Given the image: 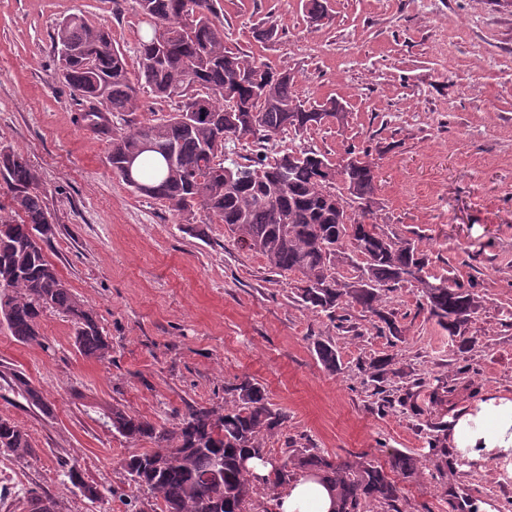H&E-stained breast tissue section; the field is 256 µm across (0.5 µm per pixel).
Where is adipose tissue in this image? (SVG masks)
Instances as JSON below:
<instances>
[{"instance_id": "ef3b65f1", "label": "adipose tissue", "mask_w": 512, "mask_h": 512, "mask_svg": "<svg viewBox=\"0 0 512 512\" xmlns=\"http://www.w3.org/2000/svg\"><path fill=\"white\" fill-rule=\"evenodd\" d=\"M458 455L472 462L504 463L512 474V400L490 397L461 413L449 434ZM276 512H332L329 490L300 475L280 494Z\"/></svg>"}]
</instances>
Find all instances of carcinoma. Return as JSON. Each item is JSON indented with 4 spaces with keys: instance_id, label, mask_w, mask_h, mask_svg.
Masks as SVG:
<instances>
[{
    "instance_id": "1",
    "label": "carcinoma",
    "mask_w": 512,
    "mask_h": 512,
    "mask_svg": "<svg viewBox=\"0 0 512 512\" xmlns=\"http://www.w3.org/2000/svg\"><path fill=\"white\" fill-rule=\"evenodd\" d=\"M135 4L139 15L165 28L158 41L151 24L140 36L135 75L104 23L74 14L52 35L59 70L86 103L82 119L92 130L108 131V112L139 111L142 85L156 99L177 104L167 118L139 122L112 139L108 160L115 174L124 177L123 164L136 156L134 192L167 203L188 220L199 212L209 223L224 225L237 245L262 256L272 272L299 277L296 296L302 307L323 312L341 326L348 321L345 310L358 308L399 338L402 329L385 311V296L415 282L430 314L448 335L462 338L461 349L476 343L466 336L479 308L475 294L457 283L427 280L428 257L418 242L365 222L377 178L366 156L346 149L351 162L339 179L336 163L311 147L283 150L271 158L260 153L241 162L240 139L260 144L286 130L300 135L336 117V103L306 106L288 70L226 47L212 0ZM148 142L160 149L145 147ZM0 177L24 215L18 222L0 218V323L18 341L37 342L42 316L55 311L71 323L80 354L109 360L111 346L94 312L44 254L41 243L52 234L53 218L36 190L37 172L21 154L1 147ZM344 193L347 207L338 211L330 198ZM350 246L361 263L356 280L346 283L336 267ZM313 346L325 370H339L332 342L317 340ZM0 380L29 405L51 413L42 392L24 375L7 368L0 370ZM230 391L232 407H192L172 427L117 405L104 410V422L121 437L153 444L123 459L121 468L137 491L163 503V512H254L263 491L273 493L303 473L334 489L335 512H363L367 503L382 512H400L398 477L415 474L416 457L396 454L388 471L363 455L342 459L314 447L277 458L266 440L286 426L288 415L270 403L253 378L240 379ZM438 444L432 439L430 450L441 475L448 470V449ZM0 451L16 458L34 452L30 434L2 416ZM252 459L270 466L268 475L249 469ZM68 477L88 500L102 497L98 487L82 481L76 465L69 466ZM29 505L30 512L58 510L47 495L31 496Z\"/></svg>"
}]
</instances>
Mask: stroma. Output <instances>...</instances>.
<instances>
[{"label":"stroma","mask_w":512,"mask_h":512,"mask_svg":"<svg viewBox=\"0 0 512 512\" xmlns=\"http://www.w3.org/2000/svg\"><path fill=\"white\" fill-rule=\"evenodd\" d=\"M306 0H213L227 47L290 71L302 100L337 102L345 117L241 143L251 157L312 147L342 154L367 148L377 173L371 219L385 232L419 241L428 276L471 283L481 305L472 351L431 317L418 284L388 294L402 329L381 335L373 317L353 312L337 327L300 306L296 276L270 273L258 254L220 224L187 227L167 203L135 193L108 162L112 135L159 119L173 103L141 88V109L114 114L111 135L82 120L84 102L59 77L51 36L70 14L107 24L112 43L137 65L141 17L134 0H0V146L37 171L53 216L47 259L91 308L112 345L99 362L73 345L72 327L46 312L41 340L24 344L0 324V363L40 389L44 415L0 387V416L24 426L35 452H0V512H28L32 492L61 512H162L124 479L136 451L103 424L112 405L162 425L189 406H232L226 388L248 376L286 412L276 455L303 446L388 465L416 456L400 480V512H469L473 503L512 512V475L500 464L453 467L437 476L429 426L449 425L484 394L512 399V0H326L321 21ZM272 37H265V29ZM335 346L328 373L313 351ZM392 357L382 395L369 363ZM453 385L434 401L431 378ZM102 492L90 502L70 483L66 463Z\"/></svg>","instance_id":"stroma-1"}]
</instances>
